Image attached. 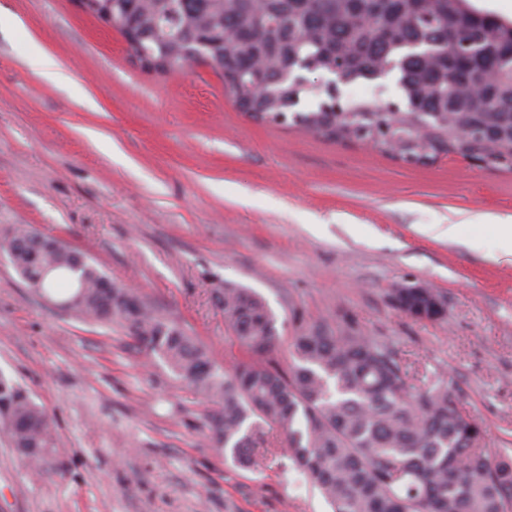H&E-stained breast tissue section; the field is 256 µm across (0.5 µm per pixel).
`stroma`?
I'll return each instance as SVG.
<instances>
[{"label": "stroma", "mask_w": 512, "mask_h": 512, "mask_svg": "<svg viewBox=\"0 0 512 512\" xmlns=\"http://www.w3.org/2000/svg\"><path fill=\"white\" fill-rule=\"evenodd\" d=\"M0 229L85 252L232 368L214 288H254L280 362L326 322L391 343L415 376L452 380L483 444L512 454V172L451 157L408 164L254 120L207 65L158 75L76 0H0ZM42 49L68 81L31 64ZM454 224L457 241L435 237ZM432 286L443 317L390 301ZM0 372L48 412L59 455L37 476L0 427V512H331L292 465L229 464L213 410L119 326L40 299L0 254Z\"/></svg>", "instance_id": "obj_1"}]
</instances>
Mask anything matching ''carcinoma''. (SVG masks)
I'll return each instance as SVG.
<instances>
[{
    "mask_svg": "<svg viewBox=\"0 0 512 512\" xmlns=\"http://www.w3.org/2000/svg\"><path fill=\"white\" fill-rule=\"evenodd\" d=\"M139 63L185 72L204 56L233 102L263 123L370 144L392 158L459 156L512 171V21L470 0H100ZM374 19V26L362 23ZM342 69L345 82L396 74L403 102L336 100L305 74ZM268 93L259 98L256 89ZM324 99L312 110L307 95ZM16 273L33 292L86 323L122 327L197 394L217 405L210 429L233 466L257 474L292 461L333 512H512V455L481 446L444 375L410 376L386 342L327 323L292 338L291 364L273 358L277 317L245 286L214 289L242 355L224 371L177 324L115 282L83 252L48 248L35 231L4 230ZM66 281L69 292L56 296ZM0 419L25 466L55 448L51 419L0 375ZM283 455H258L273 432Z\"/></svg>",
    "mask_w": 512,
    "mask_h": 512,
    "instance_id": "1",
    "label": "carcinoma"
}]
</instances>
